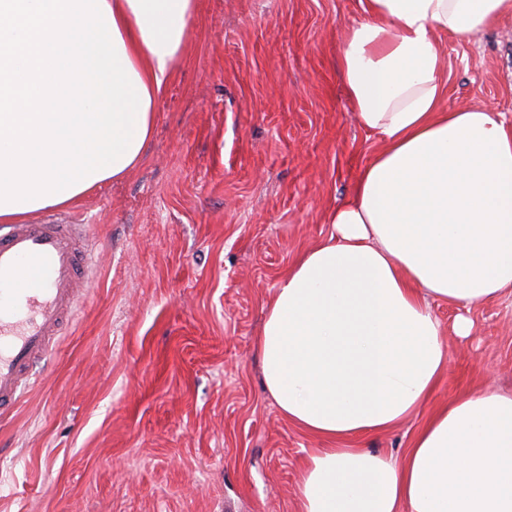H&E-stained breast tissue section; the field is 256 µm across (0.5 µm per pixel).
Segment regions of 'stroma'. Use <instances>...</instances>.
I'll use <instances>...</instances> for the list:
<instances>
[{
    "label": "stroma",
    "instance_id": "stroma-1",
    "mask_svg": "<svg viewBox=\"0 0 512 512\" xmlns=\"http://www.w3.org/2000/svg\"><path fill=\"white\" fill-rule=\"evenodd\" d=\"M360 0H195L140 165L47 218L89 227L77 320L0 415V512H298L324 440L262 383L264 304L379 148L338 68ZM445 105L512 120V15L443 39ZM448 369L364 447L401 455L464 389L512 392V296L438 303Z\"/></svg>",
    "mask_w": 512,
    "mask_h": 512
}]
</instances>
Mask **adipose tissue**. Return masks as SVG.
<instances>
[{
    "label": "adipose tissue",
    "mask_w": 512,
    "mask_h": 512,
    "mask_svg": "<svg viewBox=\"0 0 512 512\" xmlns=\"http://www.w3.org/2000/svg\"><path fill=\"white\" fill-rule=\"evenodd\" d=\"M338 66L379 149L329 234L265 304L263 383L312 449L299 512H512V393L464 391L402 456L358 446L448 367L432 308L512 293V125L448 110L440 38L512 0H361ZM195 0H0V223L61 208L140 163Z\"/></svg>",
    "instance_id": "ef3b65f1"
}]
</instances>
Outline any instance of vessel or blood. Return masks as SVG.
<instances>
[{
    "mask_svg": "<svg viewBox=\"0 0 512 512\" xmlns=\"http://www.w3.org/2000/svg\"><path fill=\"white\" fill-rule=\"evenodd\" d=\"M91 249L84 225H0V412L15 407L84 293Z\"/></svg>",
    "mask_w": 512,
    "mask_h": 512,
    "instance_id": "1",
    "label": "vessel or blood"
}]
</instances>
